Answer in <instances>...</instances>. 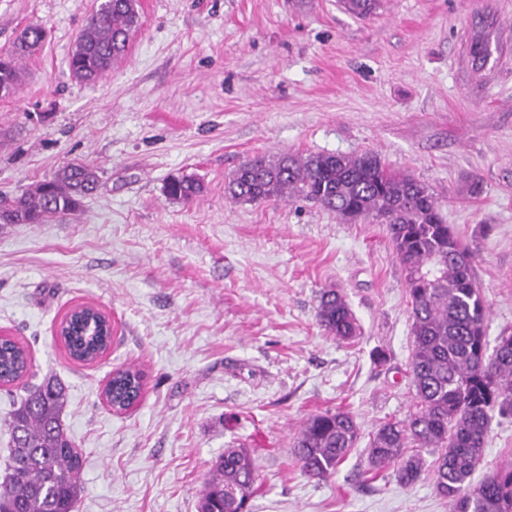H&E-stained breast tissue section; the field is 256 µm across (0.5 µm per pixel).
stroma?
I'll return each mask as SVG.
<instances>
[{
	"label": "stroma",
	"instance_id": "1",
	"mask_svg": "<svg viewBox=\"0 0 512 512\" xmlns=\"http://www.w3.org/2000/svg\"><path fill=\"white\" fill-rule=\"evenodd\" d=\"M101 0H0V54L24 27L48 37L0 98V192L21 194L76 160L96 195L45 224L0 228V336L67 388L62 417L85 453L77 512H198L224 449L254 451L252 512H448L430 473L400 485L367 447L404 419L411 314L384 225L303 201L234 202L247 159L377 152L440 199L474 250L488 340L512 333V0H140L126 58L92 84L68 58ZM492 25L487 63L469 41ZM192 176L204 193H163ZM361 328L336 340L324 289ZM112 319L97 361L56 333L72 307ZM138 367L142 398L114 412L113 370ZM350 412L360 440L328 477H306L293 441L313 415ZM512 462V418L494 417L475 475ZM204 192L203 183L193 177H174L164 186V194L170 200L188 201Z\"/></svg>",
	"mask_w": 512,
	"mask_h": 512
}]
</instances>
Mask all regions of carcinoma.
<instances>
[{
	"label": "carcinoma",
	"mask_w": 512,
	"mask_h": 512,
	"mask_svg": "<svg viewBox=\"0 0 512 512\" xmlns=\"http://www.w3.org/2000/svg\"><path fill=\"white\" fill-rule=\"evenodd\" d=\"M365 16L377 0H345ZM140 26L139 0H107L88 18L68 60L72 77L94 83L125 54ZM47 30L25 27L13 49L0 57V96L20 79L19 64L41 50ZM99 186L96 168L73 162L19 196L0 193V226L45 224L77 212ZM241 203L288 199L306 201L347 223L372 219L386 225L396 260L404 273L411 307L409 373L414 403L407 417L383 423L368 454L378 470L397 465L396 480L415 484L423 461L406 454L415 444L432 449L434 485L448 500V512H512V464L472 484L483 459L494 415L512 414V334L498 337L487 353L485 320L489 307L476 285L473 252L447 224L438 198L413 175L388 169L379 154L310 153L255 157L245 161L228 185ZM204 192L193 177L165 183L170 200L188 201ZM319 324L339 340L359 335L360 327L343 294L321 293ZM70 357L93 362L112 343L110 327L89 308L71 311L62 336ZM32 358L19 342L0 338V385L32 374ZM140 369L113 372L104 395L113 410H123L142 390ZM65 387L52 377L26 389L3 424L11 448L0 479V512H76L84 492L83 453L62 424ZM360 439L353 416L341 409L316 414L295 441L301 471L310 478L329 476ZM257 470L245 448H226L215 461L200 497L199 512H251Z\"/></svg>",
	"instance_id": "obj_1"
}]
</instances>
